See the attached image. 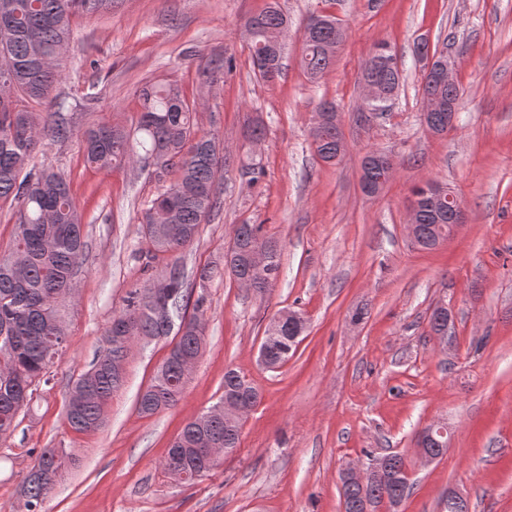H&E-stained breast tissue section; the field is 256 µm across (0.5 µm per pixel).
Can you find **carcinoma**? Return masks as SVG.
I'll list each match as a JSON object with an SVG mask.
<instances>
[{
  "mask_svg": "<svg viewBox=\"0 0 512 512\" xmlns=\"http://www.w3.org/2000/svg\"><path fill=\"white\" fill-rule=\"evenodd\" d=\"M104 0H0V85L13 87V96L0 99V202L20 206L10 251L0 256V437L11 432L22 409L32 400L35 382L49 374L53 360L67 341L60 320L58 299L72 290L81 260L87 250L82 233V214L71 194L67 180L48 170L30 165L39 139L49 132L65 139L72 134L68 118L54 112L48 122L36 110L52 103L51 94L63 72L59 57L72 39L75 19L101 8ZM245 25L252 29L251 50L260 78L272 81L282 74L284 63L281 40L288 20L278 0L249 16ZM345 29L335 20L311 16L302 34V66L309 78L322 77L335 63L325 45H339ZM374 57L384 63L366 69L363 78H373L383 98L368 104L370 114L383 111L384 103L396 92L402 79L398 63L387 45L377 46ZM231 58L202 57L198 71L206 83L214 85L230 70ZM448 82L424 75L421 94L434 97L439 108L430 113L428 124H448ZM139 112L134 129L114 124H99L83 134V151L88 164L112 171L137 159L155 160L156 166L174 172V179L144 211L141 222L144 238L154 254L168 255L173 261L161 277L143 288L128 292L121 309L113 312L106 335L112 327L123 328L125 343L103 349L89 368L74 382L66 405V420L76 432L96 430L102 422V408L123 382L114 374L112 363L124 361L129 342L137 336L178 334L182 323L187 331L177 341L159 367L148 387L138 397V410L150 416L174 406L182 391L183 377L178 363L181 357L198 359L205 339L197 337L194 327L203 326L204 298L190 303L184 288L185 268L177 254L192 245L200 225L220 209L217 184L224 170V156L215 135L196 129V104L187 99L175 82H147L138 91ZM317 111L330 120L312 129L311 137L318 157L326 162L344 154V141L336 130V105L323 100ZM415 233L417 243L431 246L441 234L448 235L453 215L430 200L420 201ZM232 234L238 250L229 271L233 278L254 273L250 245L261 237V225L236 224ZM268 246V275L255 282L260 293L273 287L280 263L278 246ZM156 288L168 290L170 326H161L144 306ZM193 312H188V308ZM296 327L287 324L265 332L270 367L288 360L296 348ZM225 397L255 402L258 393L235 370L224 373ZM241 424L219 414H203L187 421L171 449L179 457L168 455L163 467L170 470L181 464L187 474L184 484L191 485L212 470L210 448H222L226 454L237 450ZM382 472L359 485L342 480L344 512H379L383 506L395 510L406 496L410 481L404 458L384 456ZM63 466L62 457L44 450L23 484L26 512H41L42 504L53 492Z\"/></svg>",
  "mask_w": 512,
  "mask_h": 512,
  "instance_id": "1",
  "label": "carcinoma"
}]
</instances>
